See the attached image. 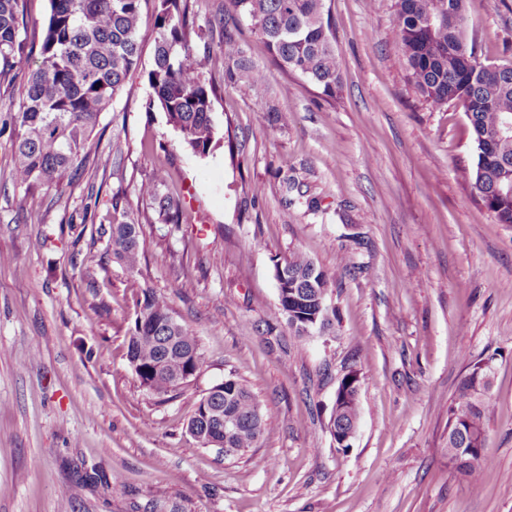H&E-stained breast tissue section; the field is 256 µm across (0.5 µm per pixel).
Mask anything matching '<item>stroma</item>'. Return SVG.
<instances>
[{
    "instance_id": "35a3bbf8",
    "label": "stroma",
    "mask_w": 512,
    "mask_h": 512,
    "mask_svg": "<svg viewBox=\"0 0 512 512\" xmlns=\"http://www.w3.org/2000/svg\"><path fill=\"white\" fill-rule=\"evenodd\" d=\"M396 2L328 0L343 76L330 103L276 65L227 0H191L193 48L216 55L221 87L220 142L205 156L146 106L143 26L140 70L100 115L98 158L59 194L13 176L19 81L50 14V0H26L28 51L0 82V512H137L151 500L166 512H512V224L472 192L462 107L434 110L413 92L390 38ZM468 11L482 59L512 62V0ZM228 39L236 51L220 55ZM157 174L180 223L140 193ZM117 208L141 223L134 274L112 257ZM351 234L363 242L352 258ZM295 251L331 277L332 324L303 338L275 278ZM146 286L203 355L166 402L126 358ZM481 359L493 368L485 453L498 477L472 484L444 450L448 406ZM351 371L361 416L345 449L329 421ZM231 373L271 428L246 456L187 431Z\"/></svg>"
}]
</instances>
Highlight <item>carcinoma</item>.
<instances>
[{
  "label": "carcinoma",
  "instance_id": "obj_1",
  "mask_svg": "<svg viewBox=\"0 0 512 512\" xmlns=\"http://www.w3.org/2000/svg\"><path fill=\"white\" fill-rule=\"evenodd\" d=\"M39 61L19 88L13 118L14 177L26 188L63 192L73 173L85 166L102 112L141 64L139 32L152 0H50ZM190 0H158L152 12L154 63L147 74L152 90L148 107L158 106L179 133L181 143L204 156L219 141L212 120L216 88L203 74L204 63L191 44ZM468 0H397L392 36L409 72L414 92L431 108L461 105L475 149L472 188L500 224H512V63L481 60L466 23ZM235 14L250 22L273 60L303 85L336 99L341 63L326 0H228ZM24 0H0V80L23 54L19 39ZM161 178L141 187L159 216L178 220V203L160 193ZM137 215L112 216L114 258L130 271L139 264ZM278 301L287 323L299 336L306 321L326 300L330 276L312 259L294 252L276 265ZM126 357L140 385L164 400L179 391L177 376L197 372L203 363L194 330L180 322L163 295L144 288L128 331ZM210 406L216 411L207 431L188 432L202 446L224 438L231 415L236 426L230 447L248 454L269 432L262 408L235 377L218 385ZM481 362L469 371L448 407V466L462 479L479 483L493 475L485 454L487 423L493 412ZM354 397L333 426L358 424Z\"/></svg>",
  "mask_w": 512,
  "mask_h": 512
}]
</instances>
